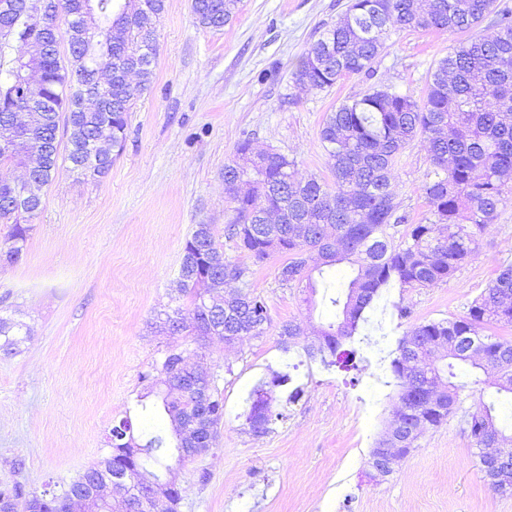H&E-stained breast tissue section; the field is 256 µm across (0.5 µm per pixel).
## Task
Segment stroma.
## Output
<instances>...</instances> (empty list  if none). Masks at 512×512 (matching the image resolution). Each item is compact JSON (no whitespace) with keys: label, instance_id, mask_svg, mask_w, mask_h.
Listing matches in <instances>:
<instances>
[{"label":"stroma","instance_id":"stroma-1","mask_svg":"<svg viewBox=\"0 0 512 512\" xmlns=\"http://www.w3.org/2000/svg\"><path fill=\"white\" fill-rule=\"evenodd\" d=\"M348 0H241L231 23L199 27L191 0H167L157 24L150 89L133 104L126 141L104 177L59 164L17 262L0 261V315L24 321L30 335L15 355L0 353V482L21 477L35 491L91 467L105 437L133 405L141 373L168 346L188 366L217 378L224 420L211 450L173 474L179 512H512V495L491 491L464 422L478 400H497L512 423V399L458 379L456 411L420 435L394 472L370 480L368 459L393 409V387L374 367H323L300 346L280 348L282 324L305 339L331 317L323 294L306 303L301 285L283 286L280 256L257 262L224 232L233 204L224 164L242 140L294 159L300 176L331 181L319 137L328 112L370 88L422 98L431 69L458 42L438 30L391 36L371 75H352L325 91L298 85L305 49L332 26ZM430 162L422 140L393 170L400 212L418 223ZM211 224L232 261L247 266L271 318L266 333L225 344L214 336L167 335V313L194 322L190 297L177 296L182 249L192 228ZM479 247L447 282L384 288L360 329L384 352L414 324L465 316L470 303L512 265V201L478 235ZM291 364L289 385L274 388L284 418L254 436L249 394ZM300 401L288 402L293 387Z\"/></svg>","mask_w":512,"mask_h":512}]
</instances>
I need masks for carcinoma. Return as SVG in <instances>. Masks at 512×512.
<instances>
[{"instance_id": "carcinoma-1", "label": "carcinoma", "mask_w": 512, "mask_h": 512, "mask_svg": "<svg viewBox=\"0 0 512 512\" xmlns=\"http://www.w3.org/2000/svg\"><path fill=\"white\" fill-rule=\"evenodd\" d=\"M30 0H11V29L0 17V141L16 140L10 153L0 152V219L37 214L42 187L48 185L59 160L93 177L106 175L122 153L128 112L134 100L150 88L157 55L156 25L166 0H45L52 15L74 20L65 29L54 21L40 23L28 11ZM238 0H191L195 22L205 29H221L236 14ZM492 18L495 32L476 27ZM35 33L27 55L13 57L8 49L18 30ZM443 30L470 33L439 60L429 74L426 95L417 100L388 89H373L328 113L320 130L334 188L315 177L297 175L295 161L270 152H253L240 143L224 163V192L235 203V217L225 231L236 247L257 261L275 254L286 256L279 270L284 286L306 283L316 292L305 254L318 253L328 267L344 262L352 275L342 291L328 298L334 319L320 326L303 346L309 361L325 367L351 361L354 341L365 311L382 288L395 282L402 288H433L447 281L475 252L477 231L494 223L499 209L512 195V11L497 0H350L345 13L301 56L293 78L311 90L332 88L343 77L368 74L391 34L404 30ZM67 41L69 58L61 64L59 44ZM35 58L40 76L36 85L21 90L25 80L19 62ZM65 129L67 145L60 154L58 132ZM421 138L427 146L429 181L424 191L429 215L413 224L399 243L389 232L408 223L398 213L391 189L392 170L407 145ZM24 166L32 175V189L23 190L3 169ZM29 224L15 223L5 237V255L13 260L26 249ZM249 268L224 256L212 224H198L183 246L179 267L180 291L196 309L198 339L222 336L234 343L260 337L270 322L265 299L252 290ZM241 288L226 298L224 283ZM512 323V266L475 299L465 316L415 324L400 339L388 370L398 387L393 414L408 422L438 427L450 410L433 407L420 381L438 379L447 389L444 401L455 405L462 385L457 369L469 366L473 384L482 383L485 359L498 363L497 392L512 395V342L485 333L493 323ZM303 335L298 324L281 326L283 351ZM27 337L26 325L0 317V350L18 351ZM409 354L417 374H404ZM182 353L170 348L142 379L156 389L157 401L137 397L143 418L168 419L170 429L143 428L134 434L130 413L112 425L105 455L60 492L37 493L20 481L0 485V512H70V501L91 480L123 478L128 490H141L140 512H151L148 489L140 479L171 471L166 461L180 457L181 439L175 423L189 416L198 393L177 386ZM210 404L208 426L217 433L224 417V401L215 379L201 376ZM250 431H270L280 417L271 396L257 386L251 393ZM387 422L370 452L402 448L409 454L417 435L398 433ZM468 430L477 448H499L512 442L499 425L495 403L479 401L469 414Z\"/></svg>"}]
</instances>
